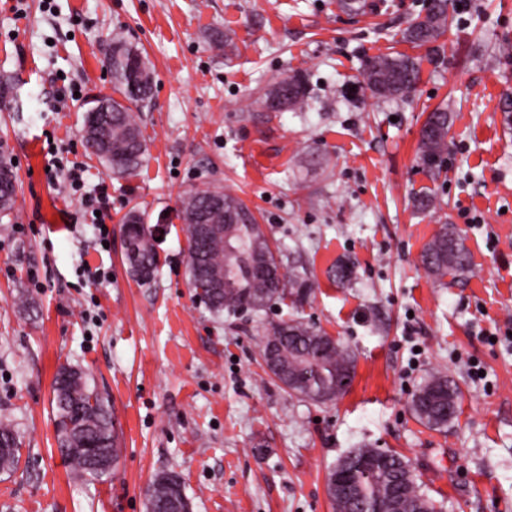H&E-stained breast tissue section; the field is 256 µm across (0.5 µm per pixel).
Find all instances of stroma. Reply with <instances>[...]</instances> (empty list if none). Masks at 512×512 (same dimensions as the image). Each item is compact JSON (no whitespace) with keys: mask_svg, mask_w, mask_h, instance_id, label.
Returning a JSON list of instances; mask_svg holds the SVG:
<instances>
[{"mask_svg":"<svg viewBox=\"0 0 512 512\" xmlns=\"http://www.w3.org/2000/svg\"><path fill=\"white\" fill-rule=\"evenodd\" d=\"M430 0H0V158L16 202L0 220V422L22 457L0 473V512H146L155 475L177 473L193 512H333L329 470L351 449L410 460L441 512H512V0H470L431 46L402 33ZM122 30L154 71L140 114L139 171L109 175L83 146V116L112 92L105 58ZM221 32L230 54L214 49ZM420 63L416 91L382 102L369 58ZM303 72V109L266 112L274 78ZM76 96L59 102L60 89ZM448 108V164L431 177L416 155L429 112ZM106 186L108 238L81 216L57 158ZM241 199L286 268L313 281L303 302L216 316L189 285L179 208L193 188ZM436 197L419 212L411 197ZM141 214L159 255L146 285L124 260L120 228ZM454 226L469 271L434 279L424 245ZM354 266L339 285L330 270ZM111 277L92 281L88 269ZM295 315L342 342L355 376L339 400L289 396L260 344ZM86 370L115 419L122 453L102 480L79 478L52 416L61 365ZM464 393L457 419L421 425L410 400L434 369Z\"/></svg>","mask_w":512,"mask_h":512,"instance_id":"35a3bbf8","label":"stroma"}]
</instances>
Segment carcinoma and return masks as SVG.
I'll list each match as a JSON object with an SVG mask.
<instances>
[{
  "instance_id": "carcinoma-1",
  "label": "carcinoma",
  "mask_w": 512,
  "mask_h": 512,
  "mask_svg": "<svg viewBox=\"0 0 512 512\" xmlns=\"http://www.w3.org/2000/svg\"><path fill=\"white\" fill-rule=\"evenodd\" d=\"M448 23V0H433L428 11L403 31V38L416 45L434 43ZM112 84L121 98L94 101L100 107L99 124L108 140L84 141L88 154L96 157L114 175L124 176L142 164L147 139L136 112L153 95V73L148 59L120 30L112 32ZM364 81L374 98L389 101L411 95L419 81L418 62L406 55L379 54L364 68ZM310 98L306 76L300 72L274 79L257 99L266 112L301 109ZM451 113L441 108L430 113L421 129L418 158L431 174L440 173L448 154ZM220 190L197 188L181 200L180 219L187 240L186 267L192 287L202 291L205 304L221 315L243 310L260 311L288 298L305 300L314 288L301 274L287 275L271 249L262 225L235 195L223 193L224 205L212 207ZM16 197L15 175L0 162V216L11 214ZM130 245L125 256L132 276L149 283L158 269V257L150 233L136 217L127 225ZM421 262L437 279L453 277L470 268V252L455 227L443 225L425 245ZM267 372L282 389H291L306 400L339 398L355 373V359L339 340L297 318L281 320L266 329L261 349ZM420 398H411L410 408L426 427L441 430L456 417L463 391L442 370L432 372L417 388ZM53 414L58 447L74 469L92 480L109 471L92 465L93 453L102 460L118 461L121 455L112 409L84 371L62 365L53 382ZM95 452H90V448ZM21 448L12 427L0 423V472L19 468ZM339 473L350 483V493L328 490L335 512H436V505L417 483L409 461L390 450L356 448L339 459ZM146 512H191L180 476L157 475L146 487Z\"/></svg>"
}]
</instances>
